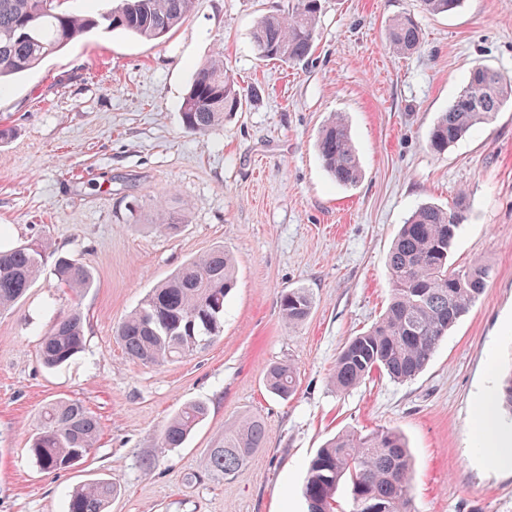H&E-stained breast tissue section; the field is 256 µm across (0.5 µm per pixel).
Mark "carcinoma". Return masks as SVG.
<instances>
[{
    "label": "carcinoma",
    "mask_w": 512,
    "mask_h": 512,
    "mask_svg": "<svg viewBox=\"0 0 512 512\" xmlns=\"http://www.w3.org/2000/svg\"><path fill=\"white\" fill-rule=\"evenodd\" d=\"M194 0H110L95 15H76L61 0H0V79L25 73L71 42L98 30L121 31L144 40L167 37L191 11ZM461 0H420L428 14L449 13ZM321 14L320 0H290L286 10L261 16L251 31L258 58L290 64L308 58L314 47ZM393 50L410 54L421 46L420 29L409 15L394 19L387 29ZM244 90L224 67V53L215 52L194 74L181 103L185 129L206 134L237 112ZM512 99V80L483 65L470 68L464 85L441 113L428 136L429 148L441 153L490 120ZM317 149L323 168L339 185L353 186L362 167L350 128L343 116H332L319 130ZM465 193L442 208L419 206L402 225L388 259L391 302L370 329L349 340L336 357L330 375L338 390L354 388L372 374L406 382L427 365L448 331L487 288L489 268L461 267L451 262L454 240L464 220ZM51 252L34 242L0 250V309L19 300L33 285ZM53 274L65 287L79 292L91 285L89 271L77 260L59 257ZM234 263L222 248L186 263L153 288L141 306L125 317L115 335L127 356L153 366L174 362L218 336L224 303L234 288ZM312 307L305 288L279 297V310L290 327L302 325ZM85 348L84 316L72 309L41 339L39 355L57 368ZM268 390L286 400L297 387L291 362H277L264 372ZM498 400L512 416V372L503 380ZM203 402L184 406L164 425L160 447L182 445L206 419ZM97 418L81 403L59 400L45 407L42 425L31 437L37 466L56 472L78 465L93 448ZM262 419L247 416L224 430V442L213 448L208 468L217 475L245 469L263 447ZM411 459L404 437L392 428L370 433L349 432L330 440L309 460L303 496L307 512H336V492L347 485L350 512H414ZM117 488L99 481L72 491L67 512H106Z\"/></svg>",
    "instance_id": "cac0c4a2"
}]
</instances>
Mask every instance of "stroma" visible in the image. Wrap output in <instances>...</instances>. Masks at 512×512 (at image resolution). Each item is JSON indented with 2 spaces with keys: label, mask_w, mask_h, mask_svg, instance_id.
Returning <instances> with one entry per match:
<instances>
[{
  "label": "stroma",
  "mask_w": 512,
  "mask_h": 512,
  "mask_svg": "<svg viewBox=\"0 0 512 512\" xmlns=\"http://www.w3.org/2000/svg\"><path fill=\"white\" fill-rule=\"evenodd\" d=\"M288 0H195L164 41L99 31L72 42L0 91V233L12 246L48 242L93 284L77 293L43 272L0 309V512H67L75 488L112 482L108 512H306V466L337 433L393 427L409 446L415 512H512V469L489 466L472 431L477 401L512 368V101L444 153L428 134L474 65L512 79V0H462L431 15L417 0H322L313 54L295 65L258 60L250 31ZM410 14L419 52L400 56L385 32ZM257 100L206 135L183 127L180 103L216 50ZM345 115L363 176L330 179L316 150L322 125ZM465 194L455 264H482L484 294L424 370L398 383L372 375L339 391L342 347L388 304L387 258L418 206ZM178 215L180 232L162 229ZM235 258L237 284L220 337L162 366L130 360L113 332L148 292L215 247ZM308 289V319L279 311ZM85 349L42 365L41 336L70 309ZM293 361L297 392L264 385ZM77 401L99 421L74 468L47 473L28 448L44 407ZM209 407L186 444L160 450L168 418ZM246 415L266 424L247 467L217 477L211 448ZM312 307L311 297L305 288H295L283 292L279 297V310L290 327L302 325Z\"/></svg>",
  "instance_id": "obj_1"
}]
</instances>
